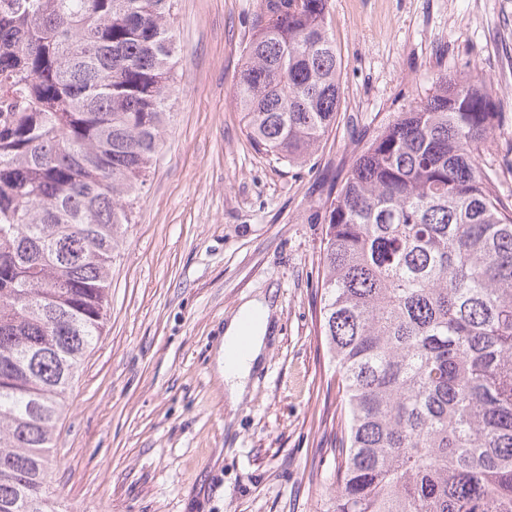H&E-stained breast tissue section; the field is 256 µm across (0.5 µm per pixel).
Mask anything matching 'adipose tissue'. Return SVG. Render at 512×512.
Masks as SVG:
<instances>
[{
	"mask_svg": "<svg viewBox=\"0 0 512 512\" xmlns=\"http://www.w3.org/2000/svg\"><path fill=\"white\" fill-rule=\"evenodd\" d=\"M270 316L268 299H252L240 306L224 330L217 361L230 408L242 402L252 374L263 366Z\"/></svg>",
	"mask_w": 512,
	"mask_h": 512,
	"instance_id": "ef3b65f1",
	"label": "adipose tissue"
}]
</instances>
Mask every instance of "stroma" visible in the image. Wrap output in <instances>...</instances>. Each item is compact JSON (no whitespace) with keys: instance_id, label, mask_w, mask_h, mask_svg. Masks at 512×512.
<instances>
[{"instance_id":"obj_1","label":"stroma","mask_w":512,"mask_h":512,"mask_svg":"<svg viewBox=\"0 0 512 512\" xmlns=\"http://www.w3.org/2000/svg\"><path fill=\"white\" fill-rule=\"evenodd\" d=\"M255 10L176 0L172 117L51 450L66 512H321L342 403L318 332L327 188L436 77L497 87L481 159L512 205V0H330L342 101L302 168L256 152L234 103ZM256 297L274 328L232 411L216 351Z\"/></svg>"}]
</instances>
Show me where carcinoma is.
Returning <instances> with one entry per match:
<instances>
[{
  "instance_id": "obj_1",
  "label": "carcinoma",
  "mask_w": 512,
  "mask_h": 512,
  "mask_svg": "<svg viewBox=\"0 0 512 512\" xmlns=\"http://www.w3.org/2000/svg\"><path fill=\"white\" fill-rule=\"evenodd\" d=\"M174 0H0V512H61L56 422L161 149ZM329 0H258L235 100L311 160L341 102ZM497 89L442 79L326 207L320 334L344 395L323 512H512V206L481 146Z\"/></svg>"
}]
</instances>
